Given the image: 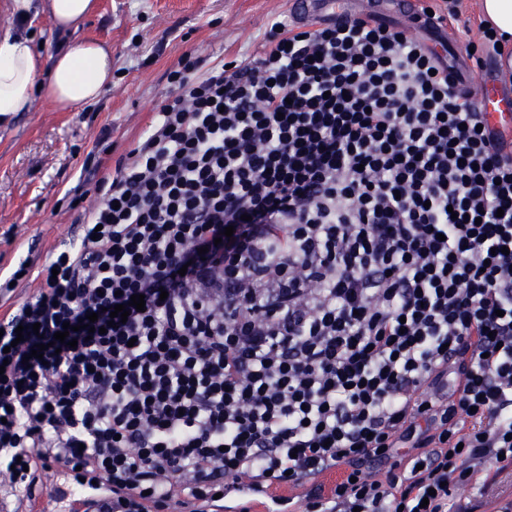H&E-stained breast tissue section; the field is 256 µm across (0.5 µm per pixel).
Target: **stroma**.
Here are the masks:
<instances>
[{
	"label": "stroma",
	"mask_w": 512,
	"mask_h": 512,
	"mask_svg": "<svg viewBox=\"0 0 512 512\" xmlns=\"http://www.w3.org/2000/svg\"><path fill=\"white\" fill-rule=\"evenodd\" d=\"M290 0H98V10L70 32L49 17L28 24L48 50L96 39L112 48V87L98 102L68 111L40 99L0 124V269L30 254L36 262L78 234L76 218L99 203L89 171L96 159L114 166L154 117L168 90L166 74L184 54L213 65L261 50L270 22L290 15ZM162 53H155L156 43ZM110 147L98 144L102 127ZM459 497L474 512H497L512 500V473L478 474ZM72 477L43 470L34 496L0 485L6 512H34L57 500Z\"/></svg>",
	"instance_id": "stroma-1"
}]
</instances>
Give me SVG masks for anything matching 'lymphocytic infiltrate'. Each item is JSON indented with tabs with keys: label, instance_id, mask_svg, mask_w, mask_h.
Segmentation results:
<instances>
[{
	"label": "lymphocytic infiltrate",
	"instance_id": "lymphocytic-infiltrate-1",
	"mask_svg": "<svg viewBox=\"0 0 512 512\" xmlns=\"http://www.w3.org/2000/svg\"><path fill=\"white\" fill-rule=\"evenodd\" d=\"M167 80L78 238L0 275V481L62 469L105 482L104 512L238 486L468 512L455 491L512 467V153L477 97L372 12L275 21Z\"/></svg>",
	"mask_w": 512,
	"mask_h": 512
}]
</instances>
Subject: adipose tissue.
Masks as SVG:
<instances>
[{"label": "adipose tissue", "mask_w": 512, "mask_h": 512, "mask_svg": "<svg viewBox=\"0 0 512 512\" xmlns=\"http://www.w3.org/2000/svg\"><path fill=\"white\" fill-rule=\"evenodd\" d=\"M14 16L48 13L61 29L78 28L95 7L94 0H10ZM112 85V52L83 42L42 54L34 36L20 29L0 34V120L31 111L36 99L58 107L92 103Z\"/></svg>", "instance_id": "1"}]
</instances>
